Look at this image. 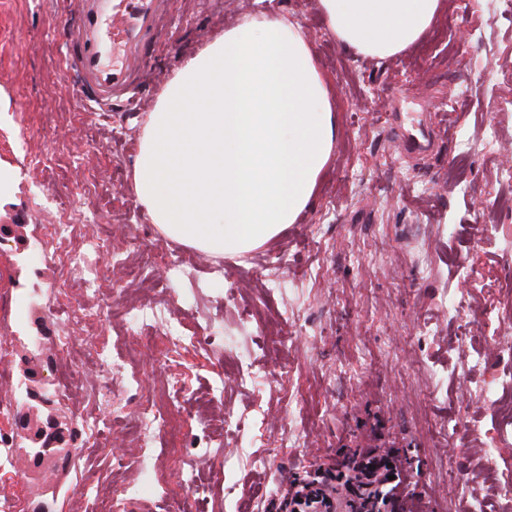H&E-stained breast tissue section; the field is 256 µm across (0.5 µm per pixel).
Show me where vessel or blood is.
<instances>
[{"mask_svg": "<svg viewBox=\"0 0 512 512\" xmlns=\"http://www.w3.org/2000/svg\"><path fill=\"white\" fill-rule=\"evenodd\" d=\"M167 0H62L50 15L63 33L61 64L81 105L128 94L148 63Z\"/></svg>", "mask_w": 512, "mask_h": 512, "instance_id": "1", "label": "vessel or blood"}]
</instances>
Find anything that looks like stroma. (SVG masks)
Instances as JSON below:
<instances>
[{
	"instance_id": "obj_1",
	"label": "stroma",
	"mask_w": 512,
	"mask_h": 512,
	"mask_svg": "<svg viewBox=\"0 0 512 512\" xmlns=\"http://www.w3.org/2000/svg\"><path fill=\"white\" fill-rule=\"evenodd\" d=\"M262 8L300 22L335 103L337 137L314 205L274 244L239 257L201 258L160 236L137 205L132 168L144 121L185 58L224 35L237 18ZM40 0H0V108L23 109L31 134L58 163L56 174L30 167L23 152L0 146V224L38 244L72 208L102 225L114 251L148 250L152 282L181 307L203 336L201 348L142 347L97 406L111 418L109 445L90 464L115 482L139 480L153 455L150 494L128 512H163L191 494L176 480L193 465L209 478L207 512L245 500L258 512L288 494L294 474L342 462V450L395 451L403 500L418 512H512L501 491L512 471V432L503 431L483 386L512 387L506 341L488 340L491 323L512 307V216L494 200L512 195V13L494 0H446L418 47L371 60L346 52L318 13L316 0H172L162 27L171 46L151 49L152 64L132 104L79 108L60 68L61 45L44 32ZM428 128L432 147L404 153L410 119ZM471 151L459 157V141ZM51 184L57 205L34 207ZM380 255L372 265L368 256ZM185 262L169 277L172 256ZM29 252L0 250V284L20 316L0 363V396L16 399L26 336L42 333V357L59 363L58 326L35 288ZM461 306L449 314V298ZM482 364L469 369L472 356ZM251 364L252 381L227 374ZM178 378L181 406L221 388L222 439L197 444L198 425L143 447L124 429V412ZM496 441L501 457L485 456ZM121 464L111 470L110 461ZM28 500L68 505L69 480L52 471L10 482Z\"/></svg>"
}]
</instances>
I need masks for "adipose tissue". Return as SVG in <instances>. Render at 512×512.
<instances>
[{
	"mask_svg": "<svg viewBox=\"0 0 512 512\" xmlns=\"http://www.w3.org/2000/svg\"><path fill=\"white\" fill-rule=\"evenodd\" d=\"M354 54L389 59L432 29L443 0H317ZM336 114L299 23L265 11L186 59L148 112L133 165L138 204L165 239L235 256L313 204Z\"/></svg>",
	"mask_w": 512,
	"mask_h": 512,
	"instance_id": "ef3b65f1",
	"label": "adipose tissue"
}]
</instances>
